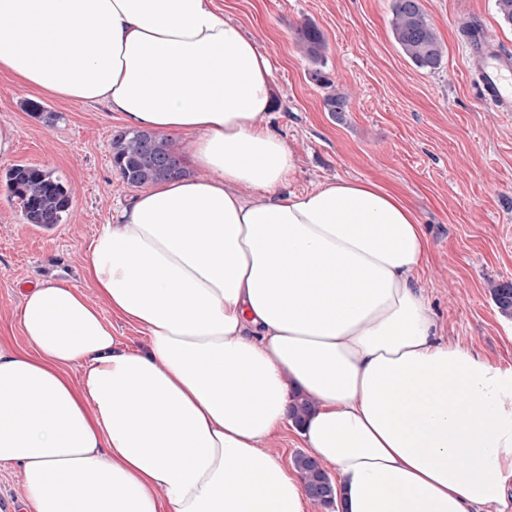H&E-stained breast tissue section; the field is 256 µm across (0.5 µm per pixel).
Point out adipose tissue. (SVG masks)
<instances>
[{"instance_id": "obj_1", "label": "adipose tissue", "mask_w": 512, "mask_h": 512, "mask_svg": "<svg viewBox=\"0 0 512 512\" xmlns=\"http://www.w3.org/2000/svg\"><path fill=\"white\" fill-rule=\"evenodd\" d=\"M0 72L191 134L198 171L102 225L93 294L25 291L28 346L0 345V463L25 512H306L301 474L264 447L297 393L343 512L504 502L512 367L439 338L402 198L293 189L297 157L262 122L270 59L215 0H0ZM104 304L146 349L120 347Z\"/></svg>"}]
</instances>
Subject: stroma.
Returning a JSON list of instances; mask_svg holds the SVG:
<instances>
[{
  "label": "stroma",
  "instance_id": "stroma-1",
  "mask_svg": "<svg viewBox=\"0 0 512 512\" xmlns=\"http://www.w3.org/2000/svg\"><path fill=\"white\" fill-rule=\"evenodd\" d=\"M216 3L271 60L275 108L266 121L297 156L295 189L355 178L397 192L428 242L418 279L442 337L511 366L512 318L501 315L490 285L512 281V112L479 101L462 34L479 21L489 41L512 51V24L495 0H422L444 50L434 71L415 67L394 42L393 0ZM307 24L323 35L332 88L313 80L315 66L297 44ZM332 90L348 99L342 115L324 106ZM31 100L55 120L32 114ZM1 126L12 127L15 148L0 157V343L23 348L24 289L62 279L90 290L91 242L138 190L112 165V136L125 123L105 105L63 102L0 75ZM16 164L63 179L72 203L61 224L26 223L4 179Z\"/></svg>",
  "mask_w": 512,
  "mask_h": 512
}]
</instances>
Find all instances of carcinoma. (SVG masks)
Here are the masks:
<instances>
[{
	"mask_svg": "<svg viewBox=\"0 0 512 512\" xmlns=\"http://www.w3.org/2000/svg\"><path fill=\"white\" fill-rule=\"evenodd\" d=\"M391 33L401 52L415 66L436 70L443 60L442 44L428 21L421 0H393ZM299 44L309 58L321 61L325 42L313 25L303 26ZM112 161L121 179L131 187H144L185 174L180 153L171 140L155 132L126 129L112 138ZM6 182L11 197L18 200L24 219L40 228L61 223L71 207V194L53 173L32 165H15L7 170ZM499 312L512 318V283L502 282L492 288ZM311 410V403L300 397L288 406V417L300 425ZM293 464L303 476L310 495L326 504L330 490L320 483L322 466L306 454H298Z\"/></svg>",
	"mask_w": 512,
	"mask_h": 512,
	"instance_id": "cac0c4a2",
	"label": "carcinoma"
}]
</instances>
